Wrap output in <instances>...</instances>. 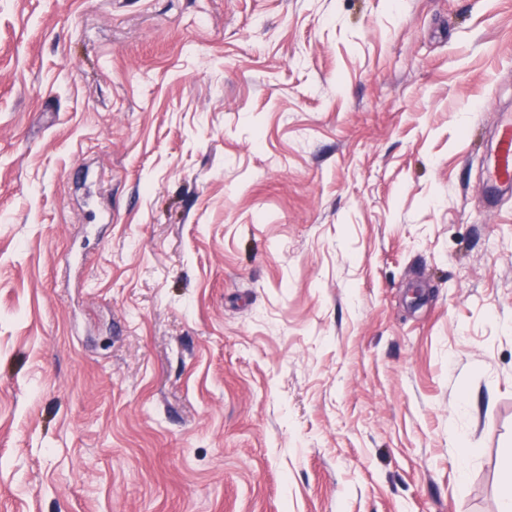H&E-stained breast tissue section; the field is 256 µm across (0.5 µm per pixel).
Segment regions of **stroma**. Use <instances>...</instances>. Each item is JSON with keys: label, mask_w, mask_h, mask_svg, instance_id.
<instances>
[{"label": "stroma", "mask_w": 512, "mask_h": 512, "mask_svg": "<svg viewBox=\"0 0 512 512\" xmlns=\"http://www.w3.org/2000/svg\"><path fill=\"white\" fill-rule=\"evenodd\" d=\"M512 0H0V512H497ZM496 152L487 171L490 191L512 187V122L505 121L497 129Z\"/></svg>", "instance_id": "obj_1"}]
</instances>
